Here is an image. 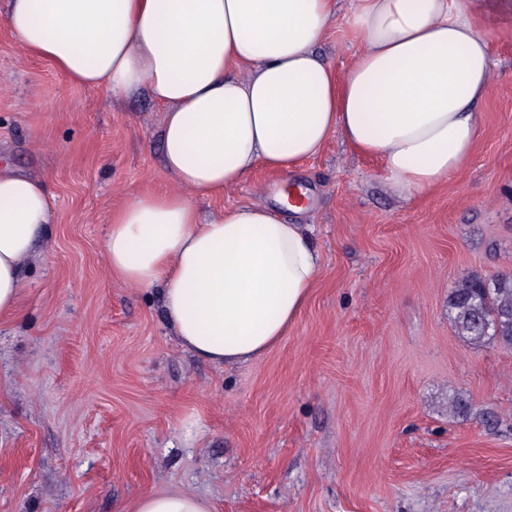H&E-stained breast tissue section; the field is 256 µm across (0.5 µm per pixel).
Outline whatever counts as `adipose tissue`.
<instances>
[{
    "mask_svg": "<svg viewBox=\"0 0 512 512\" xmlns=\"http://www.w3.org/2000/svg\"><path fill=\"white\" fill-rule=\"evenodd\" d=\"M336 0H8L28 53L113 99L144 90L162 107V155L179 191L113 212L107 273L160 286L180 344L216 365L256 361L287 335L320 274L306 225L275 206L201 221L196 201L257 167L288 172L341 135L412 197L447 184L479 134L494 66L482 13L512 0H355L363 48L344 74L316 44ZM52 210L41 182L0 170V315L18 309L22 262ZM124 512H210L186 490L143 493Z\"/></svg>",
    "mask_w": 512,
    "mask_h": 512,
    "instance_id": "obj_1",
    "label": "adipose tissue"
}]
</instances>
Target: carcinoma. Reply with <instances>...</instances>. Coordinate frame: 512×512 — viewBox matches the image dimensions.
I'll return each instance as SVG.
<instances>
[{"mask_svg": "<svg viewBox=\"0 0 512 512\" xmlns=\"http://www.w3.org/2000/svg\"><path fill=\"white\" fill-rule=\"evenodd\" d=\"M448 314L458 334L473 345L496 339L512 346V273L470 275L448 295Z\"/></svg>", "mask_w": 512, "mask_h": 512, "instance_id": "1", "label": "carcinoma"}]
</instances>
